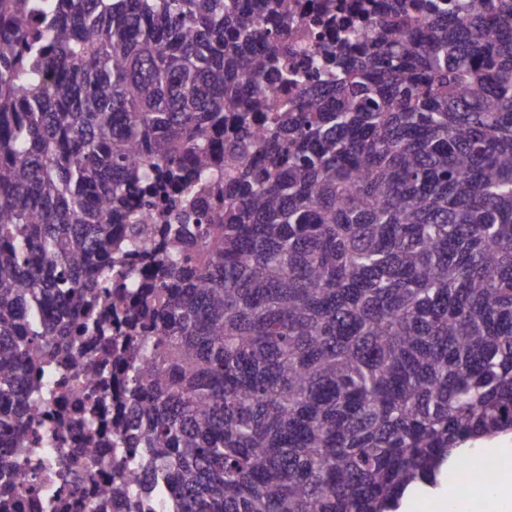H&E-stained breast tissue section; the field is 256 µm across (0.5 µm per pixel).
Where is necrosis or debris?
Masks as SVG:
<instances>
[{
    "label": "necrosis or debris",
    "mask_w": 512,
    "mask_h": 512,
    "mask_svg": "<svg viewBox=\"0 0 512 512\" xmlns=\"http://www.w3.org/2000/svg\"><path fill=\"white\" fill-rule=\"evenodd\" d=\"M391 2L292 0L297 67H304L308 52L328 36L327 22L350 18L365 26ZM25 382L29 391H52L53 400L47 407L28 405L30 436L40 442L31 462L0 470V488L9 491L13 512H129L127 500L101 495L117 476L139 494L143 512H168L163 484L124 444L122 373H115L111 388L103 390L79 363L52 375L33 363L25 371Z\"/></svg>",
    "instance_id": "obj_1"
}]
</instances>
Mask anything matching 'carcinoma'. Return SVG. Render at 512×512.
Listing matches in <instances>:
<instances>
[{
  "mask_svg": "<svg viewBox=\"0 0 512 512\" xmlns=\"http://www.w3.org/2000/svg\"><path fill=\"white\" fill-rule=\"evenodd\" d=\"M394 2L288 101L262 77L301 79L291 0H0V401L81 356L68 316L110 333L102 294L127 304V447L175 512H399L512 433V0ZM173 185L166 252L126 208ZM9 437L18 468L24 417ZM224 116H226V119L224 120V134L215 136L209 140L210 153L215 159L216 164H220L223 158L225 161V154L228 148V143L231 139V136L234 134V132H232L234 122L232 121V118H230V112H226Z\"/></svg>",
  "mask_w": 512,
  "mask_h": 512,
  "instance_id": "obj_1",
  "label": "carcinoma"
}]
</instances>
